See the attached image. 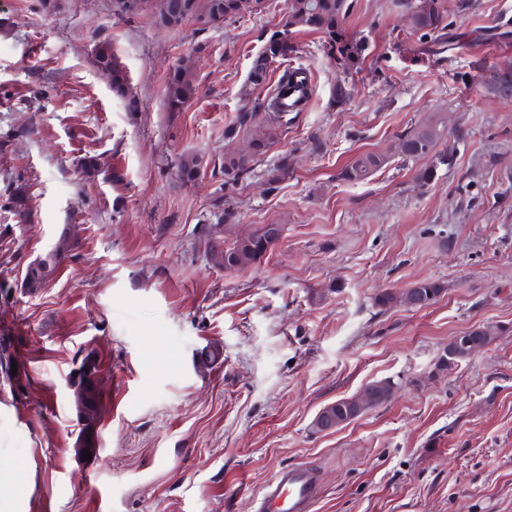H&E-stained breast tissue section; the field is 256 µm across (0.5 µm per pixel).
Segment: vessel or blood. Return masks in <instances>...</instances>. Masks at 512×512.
I'll return each instance as SVG.
<instances>
[{"label":"vessel or blood","instance_id":"1","mask_svg":"<svg viewBox=\"0 0 512 512\" xmlns=\"http://www.w3.org/2000/svg\"><path fill=\"white\" fill-rule=\"evenodd\" d=\"M317 490V473L312 466L280 469L257 490L256 512H309Z\"/></svg>","mask_w":512,"mask_h":512}]
</instances>
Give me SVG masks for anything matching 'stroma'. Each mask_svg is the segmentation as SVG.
Returning a JSON list of instances; mask_svg holds the SVG:
<instances>
[{
  "label": "stroma",
  "instance_id": "1",
  "mask_svg": "<svg viewBox=\"0 0 512 512\" xmlns=\"http://www.w3.org/2000/svg\"><path fill=\"white\" fill-rule=\"evenodd\" d=\"M449 45L413 31L400 0H353L368 46L344 74L320 34L292 45L311 94L235 187L224 137L239 88L286 0L205 30L162 27L113 0H0V504L9 512H253L278 470L319 472L312 512H512V97L473 68H512V0H441ZM110 41L130 84L92 66ZM189 65L197 91L169 111ZM346 81L350 98L335 101ZM440 113L449 166L392 161L338 177ZM199 152L197 180L178 163ZM285 179L268 172L282 156ZM99 157L87 177L80 158ZM24 196L19 219L12 200ZM238 233L284 232L257 267L227 272L198 232L218 204ZM72 256L42 288L29 265L63 233ZM421 279L429 307L379 311ZM506 334L452 370L435 365L477 327ZM391 379L385 404L316 433L318 411ZM91 460H84V453ZM195 86L186 70L170 73L165 86V99L170 110H180L195 94ZM443 290V286L438 281L430 279L418 280L401 294L386 290L380 292L374 298V306L379 308L380 311H386L397 303L408 304L414 297L423 298L428 302L426 306H429L439 297Z\"/></svg>",
  "mask_w": 512,
  "mask_h": 512
}]
</instances>
